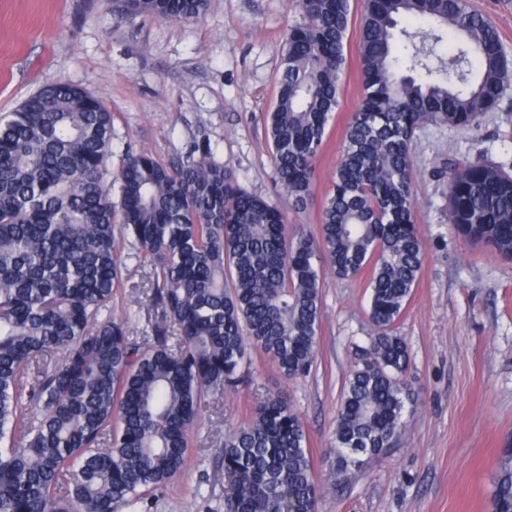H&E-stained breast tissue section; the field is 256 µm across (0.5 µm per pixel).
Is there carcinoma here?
I'll use <instances>...</instances> for the list:
<instances>
[{"mask_svg":"<svg viewBox=\"0 0 512 512\" xmlns=\"http://www.w3.org/2000/svg\"><path fill=\"white\" fill-rule=\"evenodd\" d=\"M362 104L344 130L319 238L288 232L279 209L245 193L210 151L166 165L126 154L112 202V114L79 85L57 83L0 115V512H152L182 472L209 400L235 387L249 348L288 379L307 374L321 324L316 250L343 280L365 279L372 334L345 379L336 476L396 446L410 402L409 351L396 323L424 261L415 220L416 131L464 128L512 82L495 28L469 0H362ZM208 0H127L190 21ZM276 102L265 119L278 181L308 205L315 162L339 105L350 0H300ZM402 18L458 39L435 69L412 46L394 55ZM422 69L420 75L413 74ZM448 221L512 259V168L453 158ZM149 268L152 334L112 316L124 284L121 242ZM224 512H318L303 421L269 395L224 438ZM492 512H512V463Z\"/></svg>","mask_w":512,"mask_h":512,"instance_id":"cac0c4a2","label":"carcinoma"}]
</instances>
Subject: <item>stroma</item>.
I'll return each instance as SVG.
<instances>
[{"label":"stroma","mask_w":512,"mask_h":512,"mask_svg":"<svg viewBox=\"0 0 512 512\" xmlns=\"http://www.w3.org/2000/svg\"><path fill=\"white\" fill-rule=\"evenodd\" d=\"M121 0H0V113L56 83L86 88L112 114L110 172L126 153L165 164L212 151L239 187L278 204L287 224L316 234L321 199L361 105L359 26L351 24L339 107L316 163L313 200L295 209L277 181L264 116L276 99L281 44L303 21L293 0H209L189 22L121 9ZM512 167V85L466 129L428 125L412 144L415 217L425 260L396 325L408 344L411 389L401 437L340 489L334 432L341 389L371 332L364 280L323 267L321 329L310 374L286 379L261 351L248 375L203 413L183 472L153 512H224L219 451L254 404L282 393L301 414L320 487L319 512H489L512 451V261L471 244L448 222L447 158ZM127 275L112 301L135 331L156 307L144 268L123 249Z\"/></svg>","instance_id":"35a3bbf8"}]
</instances>
